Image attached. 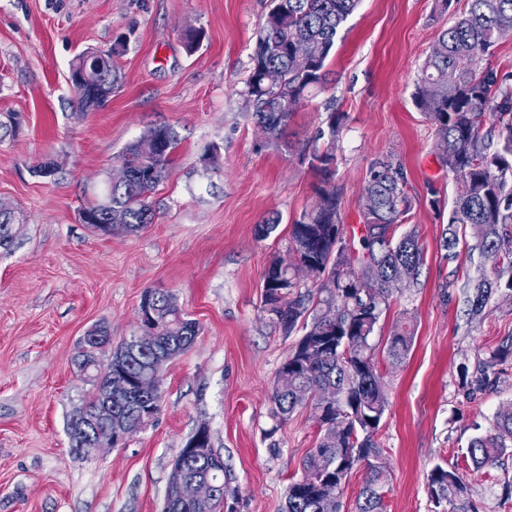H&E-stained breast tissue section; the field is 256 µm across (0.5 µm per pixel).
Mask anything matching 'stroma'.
<instances>
[{
	"label": "stroma",
	"instance_id": "stroma-1",
	"mask_svg": "<svg viewBox=\"0 0 512 512\" xmlns=\"http://www.w3.org/2000/svg\"><path fill=\"white\" fill-rule=\"evenodd\" d=\"M272 0H0V206L23 213L0 249V512H162L173 462L200 426L224 459L227 512H281L288 485L315 448L313 406L287 421L272 413L279 369L296 342L262 308L263 274L287 257L290 226L315 199L302 157L332 112L347 115L333 181L346 228L374 158L400 165L409 222L425 261L418 285L397 288L370 343L389 406L375 434L388 463L386 512H452L434 504L428 475L457 469L476 512H512L502 484L512 449L473 469L466 448L512 407V372L469 392L458 367L487 360L512 334V292L482 319L464 314L460 286L487 261L451 260L441 234L460 186L439 162L436 127L416 106L420 70L442 28L467 10L453 0H360L328 59L330 82L294 112L289 135L269 143L245 109L257 36ZM201 32L198 49L185 35ZM119 88L103 109L75 114L71 63L118 38ZM177 140L170 175L152 192L153 220L101 235L79 219L91 191L118 177L121 156L150 129ZM217 162H210L211 153ZM53 160V177L34 168ZM440 207H432V194ZM272 214L268 238L256 227ZM171 292L199 324L194 344L161 372L158 414L125 445L73 452L67 423L92 389L73 364L96 325L132 336L141 296ZM411 352L386 354L401 317Z\"/></svg>",
	"mask_w": 512,
	"mask_h": 512
}]
</instances>
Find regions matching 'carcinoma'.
Returning <instances> with one entry per match:
<instances>
[{
	"mask_svg": "<svg viewBox=\"0 0 512 512\" xmlns=\"http://www.w3.org/2000/svg\"><path fill=\"white\" fill-rule=\"evenodd\" d=\"M359 0H286L285 11L268 12L252 55L253 68L246 83L245 105L257 127L271 141L288 135V122L298 98L329 81L327 60L336 37ZM512 33V0H469V9L454 25L440 32L441 54H429L415 101L436 126V153L443 167L467 185L448 211V228L443 247L452 253L466 236L471 248L490 262L479 276L461 286L466 315L483 317L485 309L509 274L512 288V91L500 88L498 72L477 69V56L491 53L505 33ZM110 51H95L107 66L96 77L74 91L75 110H98L106 105L119 81ZM299 52L313 57L312 68L298 73L293 58ZM274 69L281 82L266 86L262 73ZM496 113L499 124L495 149L482 133L486 114ZM345 114L328 116V137L324 148L313 147L308 166L323 178L313 205L294 221L288 258H275L263 279L272 282L265 289L263 311L289 336L301 337L288 353V373L295 386L277 384L272 402L273 415L286 420L322 391L336 395L334 405L317 416L320 438L303 463V476L292 482L282 512H338L339 503L320 492V484L333 480L344 485L355 466L365 463L367 478L355 503V512H384L380 483L387 475V461L374 440L388 407L370 337L375 331L392 293L400 268L407 271L409 287L417 283L423 263V248L415 229L396 234L406 223L411 199L403 173L387 159H375L359 197L361 227L347 233L341 220V196L332 184L336 156L333 145ZM158 140L154 154L142 151V144ZM176 140L166 127L147 131L130 145L122 157L124 179L109 184L105 194L79 211L93 222L89 227L107 235L136 233L152 221L148 202L158 183L171 169ZM23 227L15 212L0 207V248H8ZM316 286L302 288L300 278ZM142 298L155 311L153 339L135 343L123 339L109 353L103 374L100 356L106 354L110 336L106 327L96 326L81 341L74 357L77 373L92 382H112V414L122 417L131 432L145 425L146 417L160 410L163 365L188 350L199 333L195 320L183 312L168 292L147 290ZM414 330L410 322L399 321L389 336L387 356L400 363L408 356ZM512 359V336L505 337L489 360L473 376L480 388L491 383L489 370ZM99 406L97 390L68 423L71 446L77 454H89L109 436L107 425L94 426L86 416ZM512 448V408L501 411L488 432L474 437L467 449L477 468L494 465ZM211 477L224 482V459L214 448L188 456L177 455L171 479L177 476ZM429 492L439 503L450 496L461 499L459 512H471L464 500L467 486L460 473L441 465L429 475ZM225 493L206 505H195L165 495L163 512H224Z\"/></svg>",
	"mask_w": 512,
	"mask_h": 512,
	"instance_id": "1",
	"label": "carcinoma"
}]
</instances>
